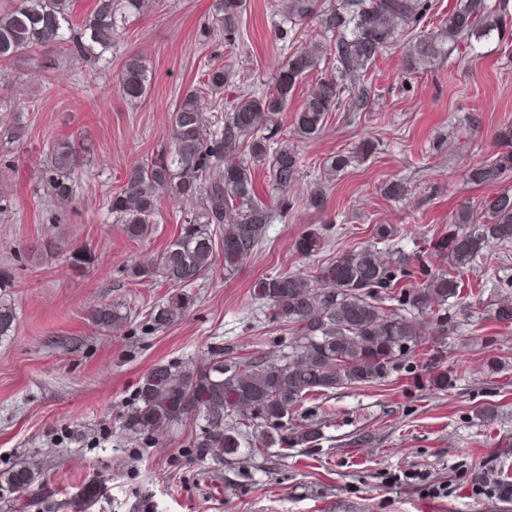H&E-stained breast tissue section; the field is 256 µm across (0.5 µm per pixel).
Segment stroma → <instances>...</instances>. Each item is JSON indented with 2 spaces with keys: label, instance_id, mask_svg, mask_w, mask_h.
<instances>
[{
  "label": "stroma",
  "instance_id": "35a3bbf8",
  "mask_svg": "<svg viewBox=\"0 0 512 512\" xmlns=\"http://www.w3.org/2000/svg\"><path fill=\"white\" fill-rule=\"evenodd\" d=\"M279 0H246L234 44L222 34L201 37L212 19V0H156L131 18L112 48L111 64L92 65L53 50L0 66V122L21 113V140L8 151L14 165L0 171V193L13 211L0 218V268L13 275L0 301L15 311L0 337V473L22 462L36 465L22 494L24 512H73L70 503L87 484L100 487L89 512H512V502L471 493L480 472L512 483V327L473 318L469 306L489 310L501 296L502 267L512 268V247L489 250L462 277L455 334L443 339V360L417 353L380 383L339 388L310 400L323 411L314 447L259 460L252 481L214 465L192 448L190 418L149 438L129 434L127 412L142 376L158 363L201 362L216 350L234 357L273 353L290 330L252 299L259 278L304 273L346 251L374 241L378 225L397 231L396 248L424 252L427 239L447 232L456 208L492 194L466 182L467 166L498 151L501 126L512 123V41L491 37L476 56L453 55L415 75L403 73L409 47L401 39L371 67L369 112H335L318 138L299 143L305 167L294 194L323 175V163L361 140L374 144L367 158H353L330 183L324 212L295 206L268 225L259 250L236 274L216 261L200 286L188 289L182 319L146 331L148 308L176 289L162 277L132 282L131 261L156 258L175 235L190 202L165 197L150 236L131 240L109 201L126 170L150 158L170 135V113L182 93L198 86L215 61L231 69L224 104L240 90L262 87L288 52L276 36ZM146 61L151 81L145 96L123 99L116 79L129 53ZM478 114L479 128L468 124ZM67 137L91 146L73 176L66 201L37 188V171L52 142ZM403 180L412 191L393 201L382 188ZM326 225L327 245L303 255L295 242L309 226ZM55 238L63 250L35 252ZM90 261L72 264L69 252ZM116 305L128 320L105 329L93 309ZM502 367L490 372V359ZM455 372L446 391L430 385L433 365ZM417 480L387 485L396 471ZM449 484L445 498H431L424 480Z\"/></svg>",
  "mask_w": 512,
  "mask_h": 512
}]
</instances>
